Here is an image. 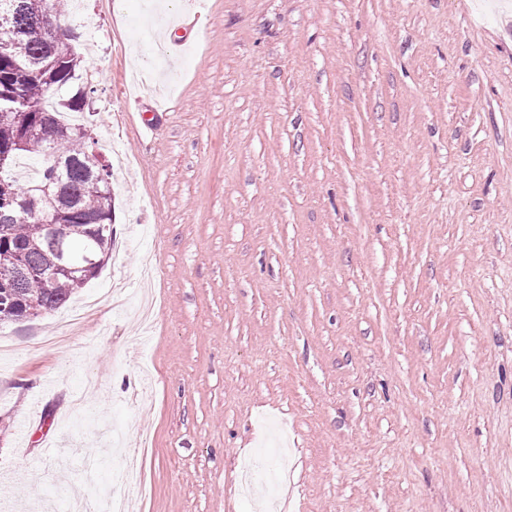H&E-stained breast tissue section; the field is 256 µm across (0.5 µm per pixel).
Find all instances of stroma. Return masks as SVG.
Here are the masks:
<instances>
[{"mask_svg":"<svg viewBox=\"0 0 512 512\" xmlns=\"http://www.w3.org/2000/svg\"><path fill=\"white\" fill-rule=\"evenodd\" d=\"M112 252L0 325V506L512 512V0H84ZM174 28L178 55L156 59Z\"/></svg>","mask_w":512,"mask_h":512,"instance_id":"obj_1","label":"stroma"}]
</instances>
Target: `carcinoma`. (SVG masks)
Returning <instances> with one entry per match:
<instances>
[{
  "instance_id": "carcinoma-1",
  "label": "carcinoma",
  "mask_w": 512,
  "mask_h": 512,
  "mask_svg": "<svg viewBox=\"0 0 512 512\" xmlns=\"http://www.w3.org/2000/svg\"><path fill=\"white\" fill-rule=\"evenodd\" d=\"M65 0H0V153L40 160L37 179L21 184L13 166L0 168V299H15L0 324L41 317L63 307L87 284L82 271L52 274L63 249H85L105 260L112 248V191L107 165L94 150L81 112L94 89L52 105L49 93L66 86L80 67L73 32L61 25ZM33 193L40 218L25 219L10 203ZM62 225L50 239L43 225Z\"/></svg>"
}]
</instances>
